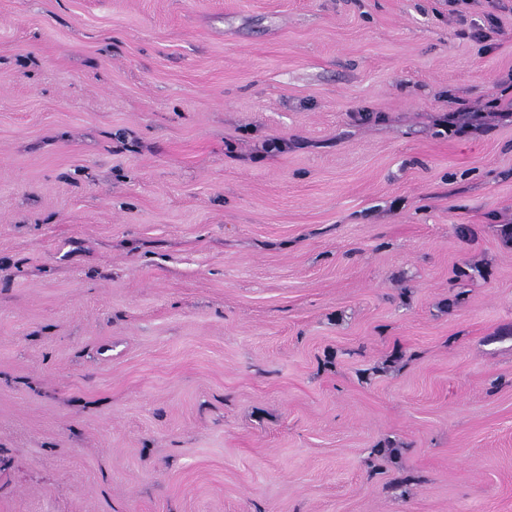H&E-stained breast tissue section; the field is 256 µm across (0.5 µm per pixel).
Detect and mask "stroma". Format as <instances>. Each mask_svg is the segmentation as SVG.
Returning a JSON list of instances; mask_svg holds the SVG:
<instances>
[{
  "instance_id": "1",
  "label": "stroma",
  "mask_w": 512,
  "mask_h": 512,
  "mask_svg": "<svg viewBox=\"0 0 512 512\" xmlns=\"http://www.w3.org/2000/svg\"><path fill=\"white\" fill-rule=\"evenodd\" d=\"M484 6L0 0V512H512Z\"/></svg>"
}]
</instances>
